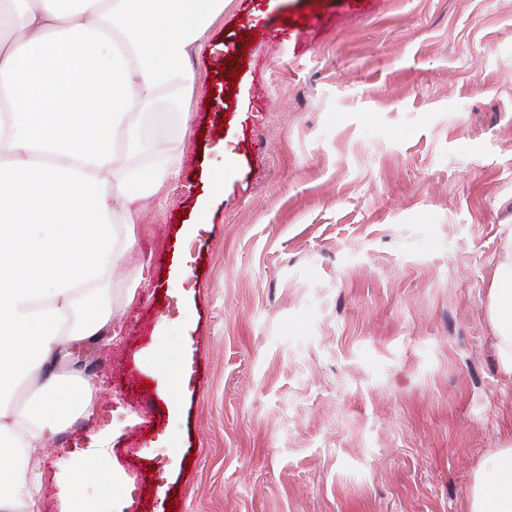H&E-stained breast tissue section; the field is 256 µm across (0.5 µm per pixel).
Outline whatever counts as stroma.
I'll use <instances>...</instances> for the list:
<instances>
[{
    "label": "stroma",
    "mask_w": 512,
    "mask_h": 512,
    "mask_svg": "<svg viewBox=\"0 0 512 512\" xmlns=\"http://www.w3.org/2000/svg\"><path fill=\"white\" fill-rule=\"evenodd\" d=\"M187 68L190 105L140 120L181 163L130 205L117 337L56 364L96 412L36 449L39 512L108 420L131 512H469L512 444V0H224ZM489 302L501 369L504 374L512 376V257L509 254L493 275Z\"/></svg>",
    "instance_id": "stroma-1"
}]
</instances>
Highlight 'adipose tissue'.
Listing matches in <instances>:
<instances>
[{"label": "adipose tissue", "mask_w": 512, "mask_h": 512, "mask_svg": "<svg viewBox=\"0 0 512 512\" xmlns=\"http://www.w3.org/2000/svg\"><path fill=\"white\" fill-rule=\"evenodd\" d=\"M15 37L0 42V400L20 378L37 396L0 407V512H38L41 480L31 449L92 414L94 391L64 379L71 344L112 330L96 289L135 242L130 201L155 194L180 159L168 153L128 167L138 150L133 116L164 120L172 98L189 104L191 48L207 36L224 0H20ZM500 365L512 376V257L489 289ZM107 432L59 461L63 512H88L86 490L107 482ZM477 476L470 512H512V448Z\"/></svg>", "instance_id": "obj_1"}]
</instances>
